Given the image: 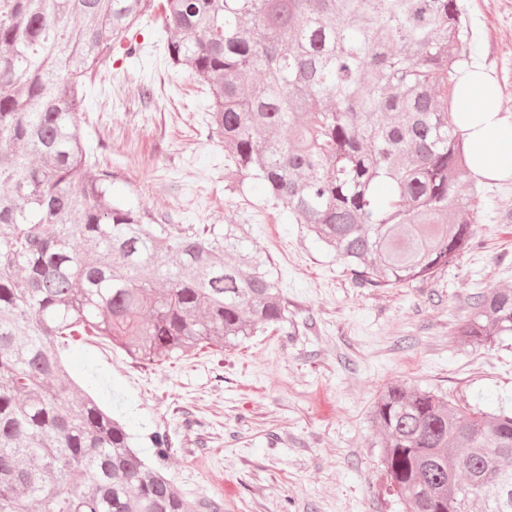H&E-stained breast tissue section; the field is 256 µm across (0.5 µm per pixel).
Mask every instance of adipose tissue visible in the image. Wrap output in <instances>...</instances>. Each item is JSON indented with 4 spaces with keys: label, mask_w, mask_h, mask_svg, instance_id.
<instances>
[{
    "label": "adipose tissue",
    "mask_w": 512,
    "mask_h": 512,
    "mask_svg": "<svg viewBox=\"0 0 512 512\" xmlns=\"http://www.w3.org/2000/svg\"><path fill=\"white\" fill-rule=\"evenodd\" d=\"M465 137L469 171L487 180L512 178V114L504 112L498 81L482 68L458 80L451 103Z\"/></svg>",
    "instance_id": "1"
}]
</instances>
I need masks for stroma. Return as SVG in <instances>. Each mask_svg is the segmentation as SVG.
Returning a JSON list of instances; mask_svg holds the SVG:
<instances>
[{"label": "stroma", "instance_id": "1", "mask_svg": "<svg viewBox=\"0 0 512 512\" xmlns=\"http://www.w3.org/2000/svg\"><path fill=\"white\" fill-rule=\"evenodd\" d=\"M463 4L470 63L496 77L512 113V0ZM134 33L140 60L113 49L88 79L81 124L93 161L119 174V198L154 223L249 221L250 246L282 273L298 324L221 357L204 347L150 366L94 339L70 347L71 375L134 436L166 433L162 465L175 486L223 512H406L385 490L370 407L394 381L460 406L512 407V338L477 351L452 340L472 296L512 289V222L486 217L480 247L432 278L357 287L254 181L225 191L224 148L207 135L208 88L165 64L156 13Z\"/></svg>", "mask_w": 512, "mask_h": 512}]
</instances>
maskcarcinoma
Segmentation results:
<instances>
[{
  "label": "carcinoma",
  "mask_w": 512,
  "mask_h": 512,
  "mask_svg": "<svg viewBox=\"0 0 512 512\" xmlns=\"http://www.w3.org/2000/svg\"><path fill=\"white\" fill-rule=\"evenodd\" d=\"M154 0H0V512H220L182 495L68 377L99 337L153 365L288 324L244 224H153L112 202L78 117L89 73L140 45ZM165 62L208 87L224 188L247 179L336 253L360 287L402 286L512 213L469 175L449 101L469 60L459 0H164ZM512 336V289L473 297L455 340ZM369 419L409 512H512V409L455 408L386 384Z\"/></svg>",
  "instance_id": "1"
}]
</instances>
